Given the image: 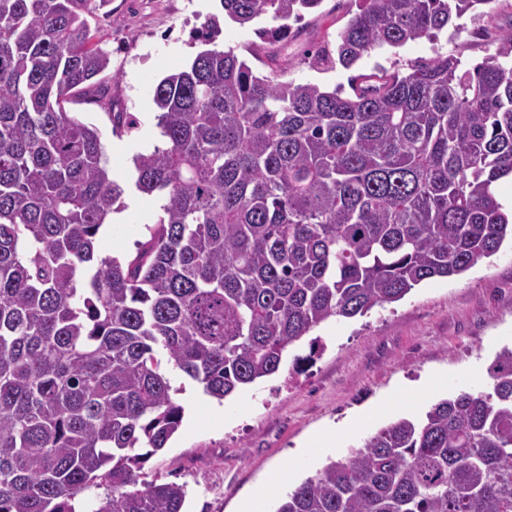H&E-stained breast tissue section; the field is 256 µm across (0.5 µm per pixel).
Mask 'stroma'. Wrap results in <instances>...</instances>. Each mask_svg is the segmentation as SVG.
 Wrapping results in <instances>:
<instances>
[{"label":"stroma","instance_id":"stroma-1","mask_svg":"<svg viewBox=\"0 0 512 512\" xmlns=\"http://www.w3.org/2000/svg\"><path fill=\"white\" fill-rule=\"evenodd\" d=\"M358 8V0H323L288 44L247 55L246 61L255 74L281 69L285 80L330 90L377 67L405 73L415 63L448 56L471 68L494 51L493 36L467 14L459 20L460 31L437 41L379 49L349 70L311 69L307 53L335 48L337 33ZM212 18L219 22L217 45L245 52L256 43L252 30L225 20L220 0H110L89 20L109 58L100 82L113 107L84 102L68 109L98 127L116 178L128 186L124 220L106 225L98 237L101 255L133 258L161 215L158 195L132 188L133 159L162 144L154 88L203 50L194 34ZM115 111L133 117L128 132L113 134ZM313 334L320 340L318 351H311L306 338L290 346L276 375L238 389L221 403L216 419L210 413L213 400L201 386L168 369L184 415L166 448L144 464L147 478L185 485L186 512H238L241 499L280 467H291L296 481H303L390 422L419 417L460 390L489 388L496 354L512 345V243L504 242L461 275L424 281L398 302L362 317L328 320ZM439 374L446 375V385L407 396L393 411L359 424L339 448L294 457L299 444L329 424Z\"/></svg>","mask_w":512,"mask_h":512}]
</instances>
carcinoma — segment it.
I'll list each match as a JSON object with an SVG mask.
<instances>
[{"instance_id": "cac0c4a2", "label": "carcinoma", "mask_w": 512, "mask_h": 512, "mask_svg": "<svg viewBox=\"0 0 512 512\" xmlns=\"http://www.w3.org/2000/svg\"><path fill=\"white\" fill-rule=\"evenodd\" d=\"M110 0H0V512H183L143 479L183 407L157 354L219 401L331 318L460 275L512 237V26L472 69L438 56L351 93L258 76L207 49L153 101L134 161L164 216L134 259L97 251L125 188L64 103L102 90L88 18ZM317 69L435 41L495 0H361ZM322 0H221L272 46ZM461 390L326 463L274 512H512V348ZM149 448L144 454L136 452Z\"/></svg>"}]
</instances>
